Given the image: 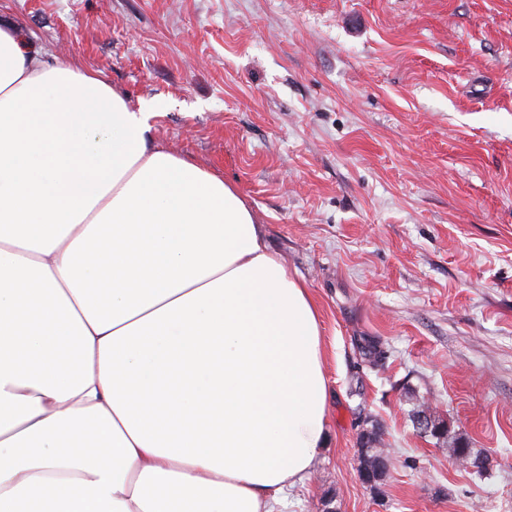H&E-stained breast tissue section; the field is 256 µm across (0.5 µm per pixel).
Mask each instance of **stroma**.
Masks as SVG:
<instances>
[{
	"mask_svg": "<svg viewBox=\"0 0 512 512\" xmlns=\"http://www.w3.org/2000/svg\"><path fill=\"white\" fill-rule=\"evenodd\" d=\"M50 56L160 102L321 311L328 437L282 512H512V0H0ZM383 352L363 360L362 339ZM424 398L486 459L410 421ZM390 445L361 483L360 434Z\"/></svg>",
	"mask_w": 512,
	"mask_h": 512,
	"instance_id": "1",
	"label": "stroma"
}]
</instances>
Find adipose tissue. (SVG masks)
I'll list each match as a JSON object with an SVG mask.
<instances>
[{
    "label": "adipose tissue",
    "mask_w": 512,
    "mask_h": 512,
    "mask_svg": "<svg viewBox=\"0 0 512 512\" xmlns=\"http://www.w3.org/2000/svg\"><path fill=\"white\" fill-rule=\"evenodd\" d=\"M159 108L0 16V512H276L325 446L319 308Z\"/></svg>",
    "instance_id": "ef3b65f1"
}]
</instances>
